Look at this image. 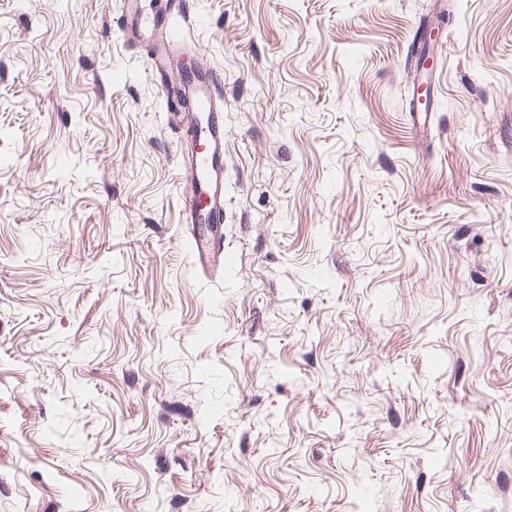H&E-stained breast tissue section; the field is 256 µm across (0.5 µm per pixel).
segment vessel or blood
<instances>
[{"instance_id": "vessel-or-blood-1", "label": "vessel or blood", "mask_w": 512, "mask_h": 512, "mask_svg": "<svg viewBox=\"0 0 512 512\" xmlns=\"http://www.w3.org/2000/svg\"><path fill=\"white\" fill-rule=\"evenodd\" d=\"M183 0H156L147 31L154 46L147 68L157 82L168 112L186 133L180 143V166L186 194L183 232L194 267L208 275L224 266V102L222 83L213 69L194 68L170 85L165 76L172 60L193 52L191 44L172 39L168 25Z\"/></svg>"}]
</instances>
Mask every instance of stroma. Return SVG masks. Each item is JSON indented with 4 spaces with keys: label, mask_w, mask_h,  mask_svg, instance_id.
Here are the masks:
<instances>
[{
    "label": "stroma",
    "mask_w": 512,
    "mask_h": 512,
    "mask_svg": "<svg viewBox=\"0 0 512 512\" xmlns=\"http://www.w3.org/2000/svg\"><path fill=\"white\" fill-rule=\"evenodd\" d=\"M224 254L121 0H0V512H512V0H187Z\"/></svg>",
    "instance_id": "1"
}]
</instances>
